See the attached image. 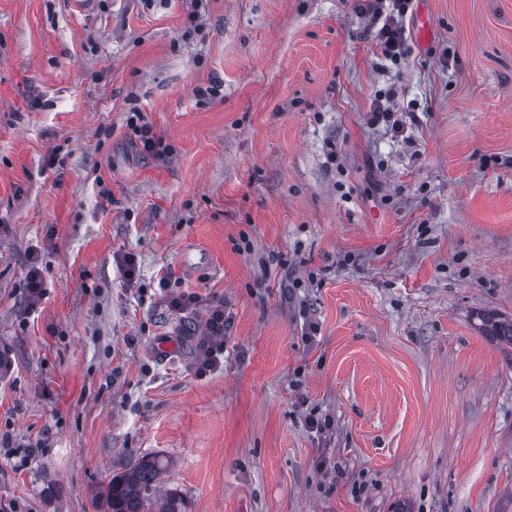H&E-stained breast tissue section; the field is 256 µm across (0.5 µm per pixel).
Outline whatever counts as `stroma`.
Masks as SVG:
<instances>
[{
  "label": "stroma",
  "instance_id": "stroma-1",
  "mask_svg": "<svg viewBox=\"0 0 512 512\" xmlns=\"http://www.w3.org/2000/svg\"><path fill=\"white\" fill-rule=\"evenodd\" d=\"M360 3L0 0V512H96L145 456L186 512L512 497V357L475 321L512 317V0H412L382 69ZM387 89L399 133L365 120ZM163 274L223 302L220 369ZM133 114L128 119V124L131 127L134 135L137 136L139 150L143 155L160 156L167 151V147L162 145V140L157 138L152 131V126L144 122L141 112L133 110ZM27 309L33 310L46 293L41 270L36 264L31 265L26 274Z\"/></svg>",
  "mask_w": 512,
  "mask_h": 512
}]
</instances>
